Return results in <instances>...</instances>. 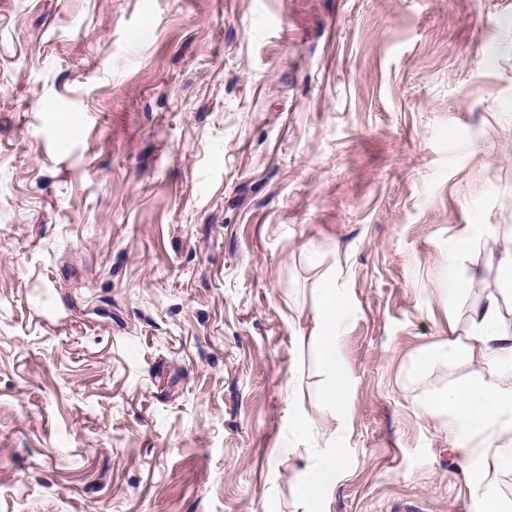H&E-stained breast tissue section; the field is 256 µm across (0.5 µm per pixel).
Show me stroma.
<instances>
[{"label": "stroma", "instance_id": "obj_1", "mask_svg": "<svg viewBox=\"0 0 512 512\" xmlns=\"http://www.w3.org/2000/svg\"><path fill=\"white\" fill-rule=\"evenodd\" d=\"M509 236L512 0H0V512H302L336 445L309 512H482L422 409L481 360L412 366ZM345 312L343 299L335 289H319L313 336L318 361L326 374V381L318 395L317 407L320 410L335 411L336 406L343 404L347 398L348 376L337 349V326ZM300 472L304 480L299 489V504L303 508L323 498L336 482V474L346 465L345 455L339 446L319 460L299 459Z\"/></svg>", "mask_w": 512, "mask_h": 512}]
</instances>
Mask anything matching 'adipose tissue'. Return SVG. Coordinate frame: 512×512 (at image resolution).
Instances as JSON below:
<instances>
[{
	"label": "adipose tissue",
	"mask_w": 512,
	"mask_h": 512,
	"mask_svg": "<svg viewBox=\"0 0 512 512\" xmlns=\"http://www.w3.org/2000/svg\"><path fill=\"white\" fill-rule=\"evenodd\" d=\"M498 250V290L485 293L472 306L462 336L421 353L413 366L418 376L433 369L450 374L465 353L476 351L483 358L477 378L443 388L423 409L432 417L448 412L454 415L453 447L470 487L486 497L484 512H512L488 495L499 473L512 468V238L500 241ZM345 312L335 289H320L313 336L326 381L317 407L330 412L343 404L348 394V376L337 349V326ZM299 464L304 476L299 504L305 508L330 491L346 458L336 447L320 459L303 458Z\"/></svg>",
	"instance_id": "obj_1"
}]
</instances>
